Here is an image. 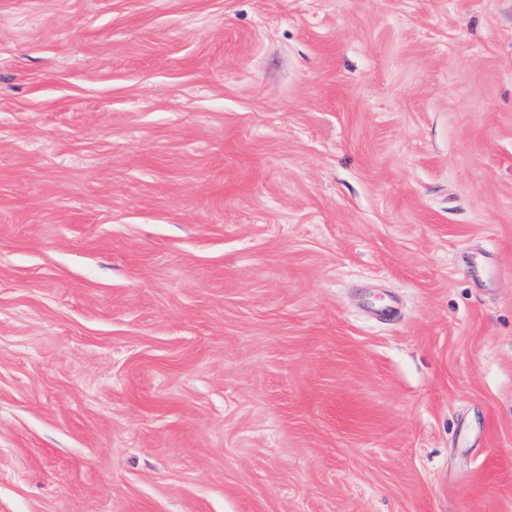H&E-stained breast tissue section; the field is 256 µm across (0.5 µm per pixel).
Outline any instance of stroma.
<instances>
[{
    "mask_svg": "<svg viewBox=\"0 0 512 512\" xmlns=\"http://www.w3.org/2000/svg\"><path fill=\"white\" fill-rule=\"evenodd\" d=\"M0 512H512V0H0Z\"/></svg>",
    "mask_w": 512,
    "mask_h": 512,
    "instance_id": "obj_1",
    "label": "stroma"
}]
</instances>
